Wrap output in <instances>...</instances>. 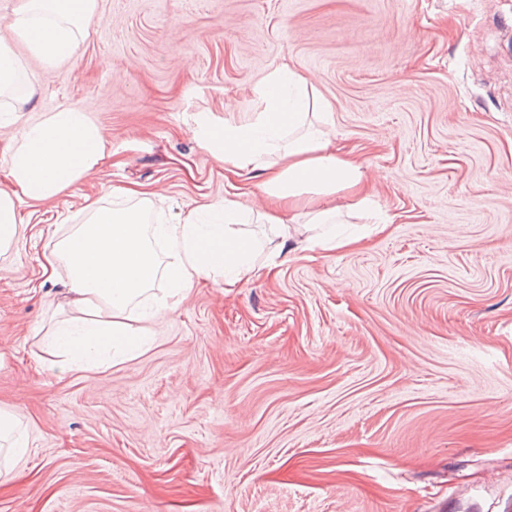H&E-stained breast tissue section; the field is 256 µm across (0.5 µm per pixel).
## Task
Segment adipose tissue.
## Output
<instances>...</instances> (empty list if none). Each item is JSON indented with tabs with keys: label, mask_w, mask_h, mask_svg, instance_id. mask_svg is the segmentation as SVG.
Returning a JSON list of instances; mask_svg holds the SVG:
<instances>
[{
	"label": "adipose tissue",
	"mask_w": 512,
	"mask_h": 512,
	"mask_svg": "<svg viewBox=\"0 0 512 512\" xmlns=\"http://www.w3.org/2000/svg\"><path fill=\"white\" fill-rule=\"evenodd\" d=\"M97 0H22L0 37V96L9 99L0 123L17 134L0 158V257L18 250L26 225L22 205H37L73 189L110 155L107 141L86 106L63 107L33 121L18 122L35 95L14 41L44 64L73 59ZM258 107L242 117L212 121L194 116L199 147L224 165L223 199L189 209L175 224L147 221L148 198L121 187L115 201L94 202L87 217L45 255L44 271L64 269L63 303L73 318L56 325L51 345L59 367L96 363L114 345L138 350L147 344L145 321L172 313L202 283L233 286L250 280L256 257L277 265L296 224L323 227L308 244L333 251L363 241L360 233L337 235L342 215L372 209L366 166L336 148L329 127L331 105L313 80L281 64L257 85ZM263 176V205H243L241 178ZM344 194L346 207L327 200ZM259 224L248 234L244 224ZM161 294H154L156 282Z\"/></svg>",
	"instance_id": "ef3b65f1"
}]
</instances>
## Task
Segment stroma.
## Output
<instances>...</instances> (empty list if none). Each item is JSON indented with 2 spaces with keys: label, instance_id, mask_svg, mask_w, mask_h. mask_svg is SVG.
Returning <instances> with one entry per match:
<instances>
[{
  "label": "stroma",
  "instance_id": "35a3bbf8",
  "mask_svg": "<svg viewBox=\"0 0 512 512\" xmlns=\"http://www.w3.org/2000/svg\"><path fill=\"white\" fill-rule=\"evenodd\" d=\"M75 57L14 49L24 118L91 104L114 160L22 207L0 268V409L28 451L0 512H512V0H99ZM313 76L384 231L195 288L151 342L49 364L42 255L113 187L149 223L224 196L193 116Z\"/></svg>",
  "mask_w": 512,
  "mask_h": 512
}]
</instances>
